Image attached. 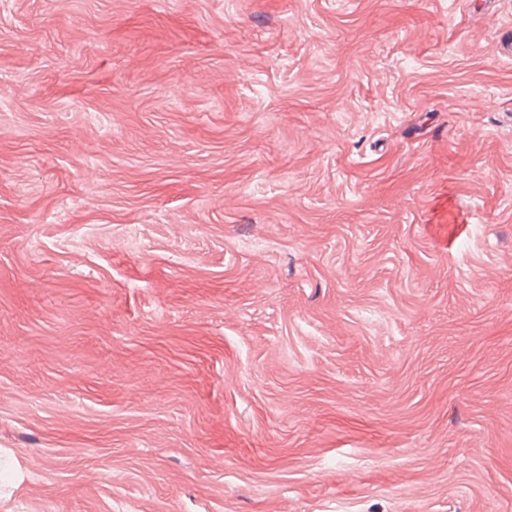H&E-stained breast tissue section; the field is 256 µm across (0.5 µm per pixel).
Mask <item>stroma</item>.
<instances>
[{"mask_svg":"<svg viewBox=\"0 0 512 512\" xmlns=\"http://www.w3.org/2000/svg\"><path fill=\"white\" fill-rule=\"evenodd\" d=\"M512 0H0V512H512Z\"/></svg>","mask_w":512,"mask_h":512,"instance_id":"35a3bbf8","label":"stroma"}]
</instances>
